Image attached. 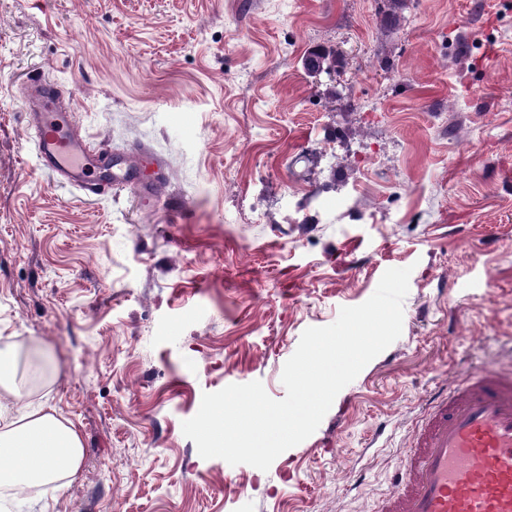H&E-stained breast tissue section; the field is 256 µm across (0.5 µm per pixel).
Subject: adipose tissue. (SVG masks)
<instances>
[{
  "instance_id": "1",
  "label": "adipose tissue",
  "mask_w": 512,
  "mask_h": 512,
  "mask_svg": "<svg viewBox=\"0 0 512 512\" xmlns=\"http://www.w3.org/2000/svg\"><path fill=\"white\" fill-rule=\"evenodd\" d=\"M84 458L78 430L34 404L22 352L0 344V487L24 489L75 477Z\"/></svg>"
}]
</instances>
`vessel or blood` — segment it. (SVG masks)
<instances>
[{"instance_id": "vessel-or-blood-1", "label": "vessel or blood", "mask_w": 512, "mask_h": 512, "mask_svg": "<svg viewBox=\"0 0 512 512\" xmlns=\"http://www.w3.org/2000/svg\"><path fill=\"white\" fill-rule=\"evenodd\" d=\"M69 96L40 78L29 81V100L41 104L30 123L38 164L100 195L106 186L94 172L102 157L86 138L68 133ZM138 164L135 158L117 161L113 179L152 197L158 182L136 177ZM376 512H512L511 375L475 369L454 378L448 393L421 417L395 490L381 498Z\"/></svg>"}]
</instances>
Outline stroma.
<instances>
[{"label": "stroma", "mask_w": 512, "mask_h": 512, "mask_svg": "<svg viewBox=\"0 0 512 512\" xmlns=\"http://www.w3.org/2000/svg\"><path fill=\"white\" fill-rule=\"evenodd\" d=\"M34 72L154 200L40 169ZM407 266L400 337L309 438L199 455L204 393L284 398L303 331ZM1 342L52 350L33 399L82 439L48 512H374L426 398L512 365V0H0ZM140 162L139 158H129L117 160L113 167H117L113 174L115 182L129 184L141 196L150 198L155 195L159 181L153 178H138L135 176V170Z\"/></svg>", "instance_id": "35a3bbf8"}]
</instances>
